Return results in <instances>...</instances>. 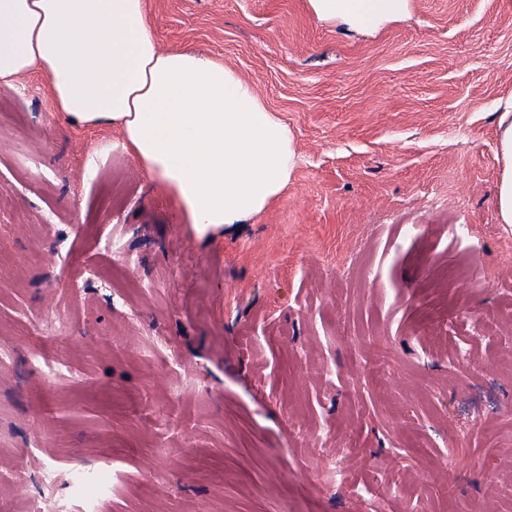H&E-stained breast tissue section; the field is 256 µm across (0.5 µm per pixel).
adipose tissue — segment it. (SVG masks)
<instances>
[{
  "label": "adipose tissue",
  "mask_w": 512,
  "mask_h": 512,
  "mask_svg": "<svg viewBox=\"0 0 512 512\" xmlns=\"http://www.w3.org/2000/svg\"><path fill=\"white\" fill-rule=\"evenodd\" d=\"M319 20L377 30L410 0H308ZM39 73L77 127H118L125 149L197 232L267 209L296 165L288 129L223 62L161 48L145 0H0V82ZM497 208L512 224V111L501 113Z\"/></svg>",
  "instance_id": "obj_1"
}]
</instances>
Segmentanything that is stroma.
<instances>
[{
	"instance_id": "stroma-1",
	"label": "stroma",
	"mask_w": 512,
	"mask_h": 512,
	"mask_svg": "<svg viewBox=\"0 0 512 512\" xmlns=\"http://www.w3.org/2000/svg\"><path fill=\"white\" fill-rule=\"evenodd\" d=\"M146 8L253 86L297 165L199 235L117 127L0 84V512H512V0H411L374 32L307 0ZM496 155L501 166L497 208L501 223L512 224V111L500 113Z\"/></svg>"
}]
</instances>
